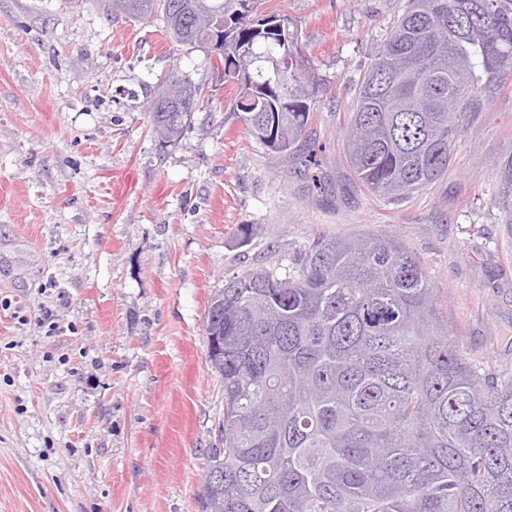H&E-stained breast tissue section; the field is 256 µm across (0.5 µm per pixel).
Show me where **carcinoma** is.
Returning a JSON list of instances; mask_svg holds the SVG:
<instances>
[{"mask_svg": "<svg viewBox=\"0 0 512 512\" xmlns=\"http://www.w3.org/2000/svg\"><path fill=\"white\" fill-rule=\"evenodd\" d=\"M248 0H110L132 19L162 13L164 32L191 50L210 32L189 16L226 15V46L245 76L229 111L268 150L306 142L325 79L270 58L298 29L264 30L232 12ZM409 0L374 50L349 115L348 163L368 192L401 200L448 172L454 140L512 75V0ZM172 117L150 113L158 145L175 143L199 95L167 75ZM255 95L258 106L245 107ZM498 204L512 217V155L494 161ZM207 354L224 387L198 496L203 512H512V378L480 372L440 323L427 274L394 237L322 236L289 264L224 278L210 299ZM220 462L224 483L214 485Z\"/></svg>", "mask_w": 512, "mask_h": 512, "instance_id": "1", "label": "carcinoma"}]
</instances>
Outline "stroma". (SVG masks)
<instances>
[{"label":"stroma","mask_w":512,"mask_h":512,"mask_svg":"<svg viewBox=\"0 0 512 512\" xmlns=\"http://www.w3.org/2000/svg\"><path fill=\"white\" fill-rule=\"evenodd\" d=\"M256 6L297 23L326 80L308 129L325 192L302 157L229 116L235 84L173 45L161 18L0 0V512H203L224 409L210 298L322 234L402 242L466 357L512 377V226L492 164L512 153V84L457 137L445 177L389 201L354 180L347 118L407 0ZM173 70L206 103L161 150L147 102ZM242 224L257 227L244 247Z\"/></svg>","instance_id":"obj_1"}]
</instances>
